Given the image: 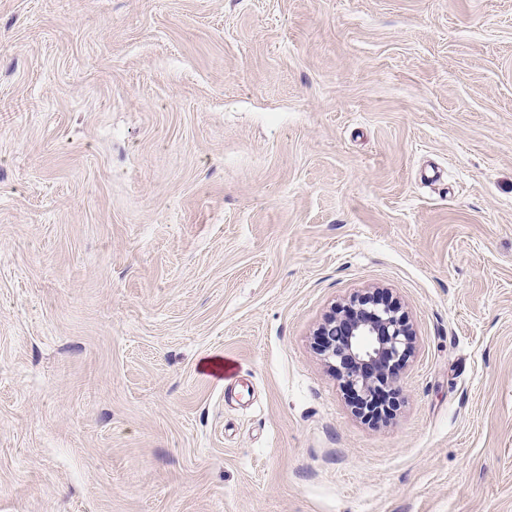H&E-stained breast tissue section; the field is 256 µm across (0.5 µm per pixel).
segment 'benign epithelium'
Returning a JSON list of instances; mask_svg holds the SVG:
<instances>
[{"label": "benign epithelium", "mask_w": 512, "mask_h": 512, "mask_svg": "<svg viewBox=\"0 0 512 512\" xmlns=\"http://www.w3.org/2000/svg\"><path fill=\"white\" fill-rule=\"evenodd\" d=\"M316 350L347 391L358 413L389 414L396 400L380 404L383 387L397 396L398 374L414 354L415 333L406 314L382 292L353 298L340 314L329 312L317 328Z\"/></svg>", "instance_id": "1"}]
</instances>
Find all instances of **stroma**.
<instances>
[{
  "mask_svg": "<svg viewBox=\"0 0 512 512\" xmlns=\"http://www.w3.org/2000/svg\"><path fill=\"white\" fill-rule=\"evenodd\" d=\"M0 512H512V0H0ZM343 313L334 308L324 317L315 334L316 350L353 394L357 414L382 418L396 406L399 371L414 354L412 324L379 291L353 298ZM384 386L395 396L378 407Z\"/></svg>",
  "mask_w": 512,
  "mask_h": 512,
  "instance_id": "stroma-1",
  "label": "stroma"
}]
</instances>
